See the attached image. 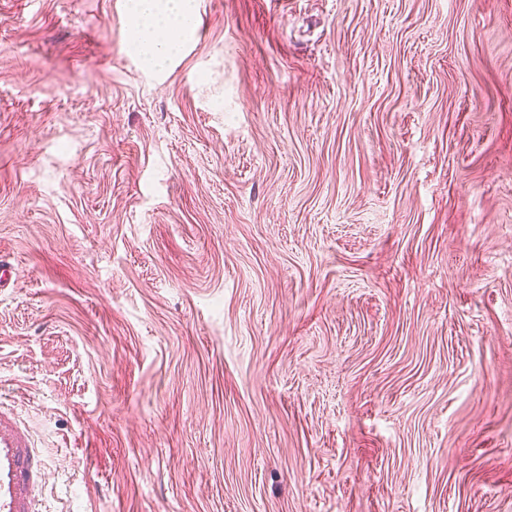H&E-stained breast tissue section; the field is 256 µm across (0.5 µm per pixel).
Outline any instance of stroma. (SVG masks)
<instances>
[{
  "instance_id": "1",
  "label": "stroma",
  "mask_w": 512,
  "mask_h": 512,
  "mask_svg": "<svg viewBox=\"0 0 512 512\" xmlns=\"http://www.w3.org/2000/svg\"><path fill=\"white\" fill-rule=\"evenodd\" d=\"M0 0V403L45 512H512V0ZM129 48L162 74L185 51L197 22L195 0H127Z\"/></svg>"
}]
</instances>
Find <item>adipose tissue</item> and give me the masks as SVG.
Masks as SVG:
<instances>
[{"instance_id":"1","label":"adipose tissue","mask_w":512,"mask_h":512,"mask_svg":"<svg viewBox=\"0 0 512 512\" xmlns=\"http://www.w3.org/2000/svg\"><path fill=\"white\" fill-rule=\"evenodd\" d=\"M130 48L163 73L185 51L197 22L195 0H127Z\"/></svg>"}]
</instances>
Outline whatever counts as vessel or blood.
Returning <instances> with one entry per match:
<instances>
[{
  "label": "vessel or blood",
  "mask_w": 512,
  "mask_h": 512,
  "mask_svg": "<svg viewBox=\"0 0 512 512\" xmlns=\"http://www.w3.org/2000/svg\"><path fill=\"white\" fill-rule=\"evenodd\" d=\"M47 468L19 413L0 404V512H40Z\"/></svg>",
  "instance_id": "b4317fda"
}]
</instances>
